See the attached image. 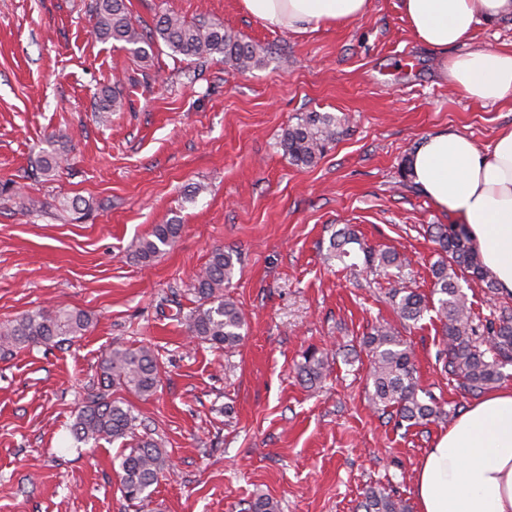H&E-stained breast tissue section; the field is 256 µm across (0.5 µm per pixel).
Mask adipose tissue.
I'll return each mask as SVG.
<instances>
[{"mask_svg":"<svg viewBox=\"0 0 512 512\" xmlns=\"http://www.w3.org/2000/svg\"><path fill=\"white\" fill-rule=\"evenodd\" d=\"M264 24L300 32L361 17L368 0H241ZM420 43L445 49L475 28L512 14V0H401ZM449 84L488 103L512 98V52L488 49L444 59ZM408 176L440 209L469 226L482 265L512 292V128L490 151L453 131L412 152ZM418 512H512V389L473 403L425 453L417 474Z\"/></svg>","mask_w":512,"mask_h":512,"instance_id":"1","label":"adipose tissue"}]
</instances>
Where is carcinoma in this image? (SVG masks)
<instances>
[{"instance_id":"obj_1","label":"carcinoma","mask_w":512,"mask_h":512,"mask_svg":"<svg viewBox=\"0 0 512 512\" xmlns=\"http://www.w3.org/2000/svg\"><path fill=\"white\" fill-rule=\"evenodd\" d=\"M94 32L99 39L122 43L142 62L148 61L154 48L163 44L173 54L202 66L216 56L240 72H249L265 62L266 50L224 29L218 21L200 20L189 23L173 11L159 16L153 28L136 24L127 11L125 0H93ZM120 84L102 91L98 111L119 112L124 107ZM339 135V120L329 112H307L283 131L280 146L291 162L311 167L323 157L326 147ZM38 171L53 177L60 170L55 150H42ZM181 229L179 224H157L151 233L139 240L135 259L148 262L164 248L171 246ZM434 241L441 258L432 268L430 304L415 291L394 292V309L405 322H417L433 310L442 326L445 348L439 353L445 372L454 376L459 388L477 395L503 379V368L512 364V309L502 308L482 325L470 316L465 293L458 283L457 270L463 269L495 290L497 284L481 264L471 236L456 224L434 226ZM364 255V262L383 271L400 269L408 260L393 250L375 251L363 246L357 234L345 227L329 238L325 259L342 263L354 257L353 246ZM238 254L231 250H215L196 279L194 288L198 306L186 317L190 336L214 348L229 349L240 345L247 324L233 298L224 293L235 276ZM92 318L85 311L61 307L53 311L37 310L0 325V353L34 346L73 344L85 335ZM364 346L369 359L368 380L371 402L395 411L398 422L408 426L426 425L444 415L435 397L423 389L416 377L413 352L396 328L379 325L366 336ZM298 365V374L315 385L323 377L327 358L316 348L306 350ZM99 390L91 395L76 414L72 435L78 442L133 438L120 464V484L129 501H145L150 488L158 482L166 467V458L158 443L148 434L136 435L138 418L122 402L112 398V390L120 389L141 397L154 395L161 385V367L152 347L109 349L99 364ZM364 512H408L398 498L370 489L361 503Z\"/></svg>"}]
</instances>
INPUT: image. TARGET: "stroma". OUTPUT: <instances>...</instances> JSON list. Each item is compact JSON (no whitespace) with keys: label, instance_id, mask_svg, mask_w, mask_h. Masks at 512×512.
<instances>
[{"label":"stroma","instance_id":"stroma-1","mask_svg":"<svg viewBox=\"0 0 512 512\" xmlns=\"http://www.w3.org/2000/svg\"><path fill=\"white\" fill-rule=\"evenodd\" d=\"M90 2L0 0V181L15 183L0 198V322L64 306L93 318L73 346L0 356V512H246L262 495L280 512H361L371 488L414 506L419 464L448 423L405 428L382 415L361 341L395 321L392 290L430 294L438 255L427 228L458 221L405 176L412 150L445 130L489 150L512 127V100L451 89L444 52L416 41L401 0H369L357 19L300 33L264 25L241 0H126L140 24L169 9L269 49L261 69L213 60L192 81L167 47L141 62L98 39ZM487 48L512 50V14L457 50ZM117 78L124 110L97 111L95 93ZM308 112L344 124L304 168L279 139ZM50 145L62 159L51 179L33 164ZM30 198L43 210H27ZM75 198L90 216L63 215ZM168 223L181 227L175 243L137 262L138 240ZM347 225L408 266L327 264L330 235ZM218 248L241 255L229 293L248 329L229 350L190 341L179 319ZM401 335L422 388L464 413L475 398L438 360L435 313ZM141 344L155 351L162 386L117 396L169 466L139 503L120 492L122 441L79 443L71 426L99 389L102 354ZM310 347L330 363L313 387L296 370Z\"/></svg>","mask_w":512,"mask_h":512}]
</instances>
